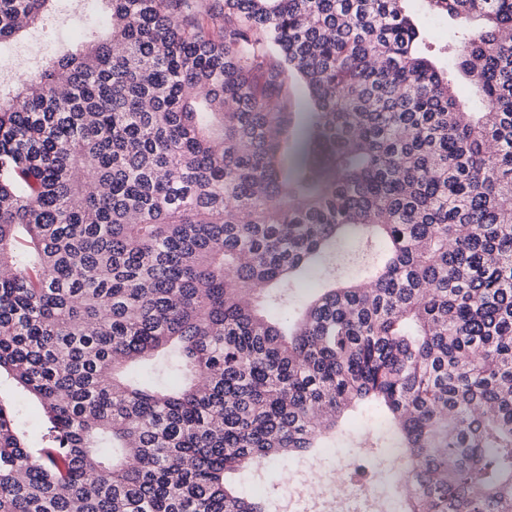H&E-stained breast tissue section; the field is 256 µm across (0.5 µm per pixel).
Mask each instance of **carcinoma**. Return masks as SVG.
<instances>
[{
    "label": "carcinoma",
    "instance_id": "1",
    "mask_svg": "<svg viewBox=\"0 0 512 512\" xmlns=\"http://www.w3.org/2000/svg\"><path fill=\"white\" fill-rule=\"evenodd\" d=\"M50 2L0 0V44ZM99 2L0 94V375L48 423L0 402V512H265L227 474L372 402L399 512H512V0ZM345 240L386 260L347 281ZM289 84L292 88V112L296 113V122L304 126L307 123L308 112H310L306 88L302 81L294 77H289ZM322 286V281L317 282L315 285L314 280H310L303 284L300 290H295L292 298L288 302V308L284 309L281 312L282 318H287V320H292L299 312L301 306L309 300L313 295H315L319 288ZM315 287V288H314ZM311 288V289H306ZM0 397L14 414L16 425L28 442L40 440L43 431V411L38 402L20 392L5 376L0 377Z\"/></svg>",
    "mask_w": 512,
    "mask_h": 512
}]
</instances>
